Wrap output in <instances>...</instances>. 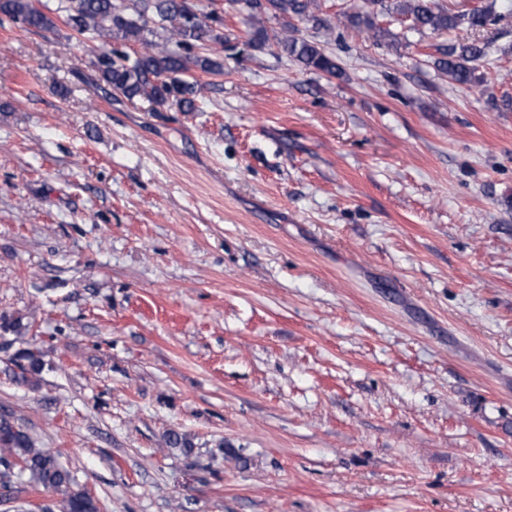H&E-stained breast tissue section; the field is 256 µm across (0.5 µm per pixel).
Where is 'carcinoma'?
Masks as SVG:
<instances>
[{"label": "carcinoma", "mask_w": 512, "mask_h": 512, "mask_svg": "<svg viewBox=\"0 0 512 512\" xmlns=\"http://www.w3.org/2000/svg\"><path fill=\"white\" fill-rule=\"evenodd\" d=\"M246 6L250 24L246 43L253 49L273 45L304 69L341 75L335 58L321 45L288 25V19L314 21L333 34L344 29L365 34L377 42L396 46V36L375 24L378 6L381 10L403 16L416 33H443L466 26L472 30L496 24L501 15L492 10L473 8L455 10L437 0H361L333 24L314 14L316 0H231ZM0 15L30 31L55 27L62 20L78 35L99 43L93 65L112 94L129 101L145 100L152 111L170 108L178 112H201L198 101L204 99V87L198 81L184 78L196 67L204 72H224V62L196 52L199 43L209 40L224 46L223 22L206 10L199 0H59L56 8L36 0H0ZM282 22L281 31L267 27L270 21ZM167 33L160 43L145 38L148 23ZM139 42L143 49L133 54L116 46V42ZM489 44L472 40L438 47V70L454 82L468 85L479 81L477 63L487 55ZM21 319H0V334H11L12 345L22 340ZM18 369L17 380L30 387L39 385L45 363L39 352L19 348L11 357ZM74 477L57 460L49 448H37L31 437L15 424L7 413H0V488L11 496L20 486L40 488L63 496L64 512H99V503L88 491L75 489Z\"/></svg>", "instance_id": "carcinoma-1"}]
</instances>
